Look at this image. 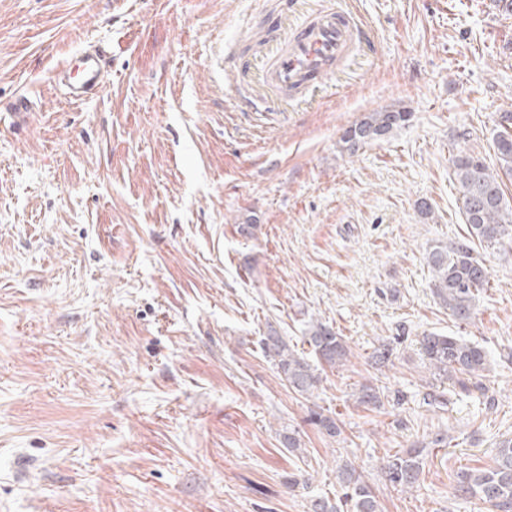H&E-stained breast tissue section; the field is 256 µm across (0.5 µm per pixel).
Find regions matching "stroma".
Returning a JSON list of instances; mask_svg holds the SVG:
<instances>
[{
  "label": "stroma",
  "instance_id": "1",
  "mask_svg": "<svg viewBox=\"0 0 512 512\" xmlns=\"http://www.w3.org/2000/svg\"><path fill=\"white\" fill-rule=\"evenodd\" d=\"M342 2L371 44L267 117L236 62L260 68L254 36L332 0H0V108L35 104L28 126L0 124V512H310L344 461L382 512H480L455 475L512 435V248L483 251L490 284L465 323L425 256L468 237L451 156H494L512 15ZM91 44L105 78L73 103L52 74ZM399 107L413 118L388 140L340 151L364 113ZM313 320L351 356L304 398L258 340L301 345ZM428 332L494 352L469 395L431 375ZM385 342L391 362L371 364ZM365 383L381 409L356 404ZM318 407L340 437L309 423ZM438 433L447 447H430ZM421 443L418 485L386 483V456Z\"/></svg>",
  "mask_w": 512,
  "mask_h": 512
}]
</instances>
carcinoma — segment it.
<instances>
[{"instance_id":"obj_1","label":"carcinoma","mask_w":512,"mask_h":512,"mask_svg":"<svg viewBox=\"0 0 512 512\" xmlns=\"http://www.w3.org/2000/svg\"><path fill=\"white\" fill-rule=\"evenodd\" d=\"M412 113L404 108L375 110L365 113L359 121L343 130L341 150L356 154L363 147L387 139L395 130L408 124ZM457 185L458 202L468 226L469 242L435 245L426 260L432 274L433 293L459 323L467 321L476 301L486 292L490 272L483 259L475 255L471 243L487 249L512 245V197L506 195L505 181H512V111L499 115L494 139V159L480 153L461 150L451 159ZM303 342L310 351H298L275 329L259 339L260 349L273 364L280 378L294 392L311 396L319 382V366L334 367L348 360L350 350L329 325L316 321L305 330ZM421 349L430 369L440 376L457 378L462 392H468L462 375H476L487 370L492 361L480 344L463 336L429 333L422 337ZM356 403L366 409L383 406L378 387H360ZM309 420L329 436L340 434L336 419L321 411H311ZM423 446L398 451L383 465L387 480L395 487L411 489L422 473ZM337 477L342 496L330 500L316 496L311 512H381L374 487L356 467L346 463L339 467ZM455 493L464 500H477L489 512H512V437L497 444L493 465L456 473Z\"/></svg>"}]
</instances>
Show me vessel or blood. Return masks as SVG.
<instances>
[{
    "instance_id": "b4317fda",
    "label": "vessel or blood",
    "mask_w": 512,
    "mask_h": 512,
    "mask_svg": "<svg viewBox=\"0 0 512 512\" xmlns=\"http://www.w3.org/2000/svg\"><path fill=\"white\" fill-rule=\"evenodd\" d=\"M367 32L343 8L318 12L300 30L276 39L258 79L275 93L301 95L328 77L352 44L367 40ZM103 53L93 48L76 54L56 79L70 101H83L99 85Z\"/></svg>"
}]
</instances>
